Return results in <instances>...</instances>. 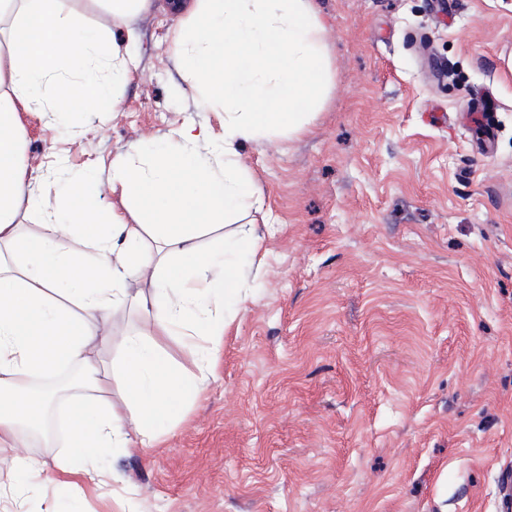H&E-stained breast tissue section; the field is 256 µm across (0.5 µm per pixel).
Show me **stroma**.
Wrapping results in <instances>:
<instances>
[{
    "label": "stroma",
    "instance_id": "obj_1",
    "mask_svg": "<svg viewBox=\"0 0 512 512\" xmlns=\"http://www.w3.org/2000/svg\"><path fill=\"white\" fill-rule=\"evenodd\" d=\"M150 0L115 111H20L22 170H93L186 124L224 134L172 51L181 18ZM333 87L308 133L239 149L266 238L252 297L204 398L159 447L108 450L147 512H500L512 469V0H316ZM497 107L489 150L459 122ZM40 494L0 512H121L31 441Z\"/></svg>",
    "mask_w": 512,
    "mask_h": 512
}]
</instances>
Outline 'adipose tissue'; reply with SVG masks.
<instances>
[{"label":"adipose tissue","instance_id":"ef3b65f1","mask_svg":"<svg viewBox=\"0 0 512 512\" xmlns=\"http://www.w3.org/2000/svg\"><path fill=\"white\" fill-rule=\"evenodd\" d=\"M323 30L315 0H194L171 45L203 104L223 109L224 137L186 125L169 149L113 162L112 182L126 197L121 213L92 172L61 163L45 179L63 191L44 202L22 172L18 111H114L135 68V30L114 40L111 26L91 25L69 0H0V457L27 475L26 490L41 473L28 440L49 435L59 400L68 406L69 448L58 470L89 477L108 495L114 487L96 466L101 449L154 447L158 426L179 422L201 398L214 361L200 340L232 326L230 303L244 301L263 266V236L237 221L262 205L237 149L308 131L331 93ZM203 142L223 156V174L199 159ZM24 203L39 224L18 223ZM129 212L138 223L126 222ZM213 231L215 245L203 249L200 237ZM140 280L150 292L137 288ZM119 307L149 316L155 335L184 338L198 374L171 367L141 333H114ZM114 344L122 355L112 398L101 354ZM64 365L76 367L78 381L47 386Z\"/></svg>","mask_w":512,"mask_h":512}]
</instances>
